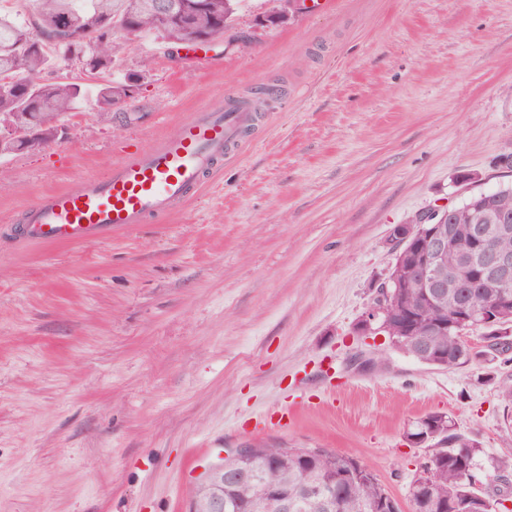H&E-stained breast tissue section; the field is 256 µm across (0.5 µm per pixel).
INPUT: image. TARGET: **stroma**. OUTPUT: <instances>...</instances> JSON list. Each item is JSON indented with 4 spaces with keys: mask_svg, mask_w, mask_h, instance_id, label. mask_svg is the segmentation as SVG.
I'll use <instances>...</instances> for the list:
<instances>
[{
    "mask_svg": "<svg viewBox=\"0 0 512 512\" xmlns=\"http://www.w3.org/2000/svg\"><path fill=\"white\" fill-rule=\"evenodd\" d=\"M271 7L241 0L200 50L116 32L132 98L0 159V512H190L228 451L278 443L351 456L403 503L425 459L405 433L430 413L480 441L481 475L512 464V362L438 369L385 344L349 365L393 228L460 205L458 174L512 185V0H335L275 25ZM260 84L283 99L180 212L18 243L44 192Z\"/></svg>",
    "mask_w": 512,
    "mask_h": 512,
    "instance_id": "obj_1",
    "label": "stroma"
}]
</instances>
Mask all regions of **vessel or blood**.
I'll use <instances>...</instances> for the list:
<instances>
[{"label": "vessel or blood", "mask_w": 512, "mask_h": 512, "mask_svg": "<svg viewBox=\"0 0 512 512\" xmlns=\"http://www.w3.org/2000/svg\"><path fill=\"white\" fill-rule=\"evenodd\" d=\"M260 120L251 100L229 91L170 135L123 151L109 176L43 193L26 213V244H80L178 212L235 157Z\"/></svg>", "instance_id": "1"}]
</instances>
